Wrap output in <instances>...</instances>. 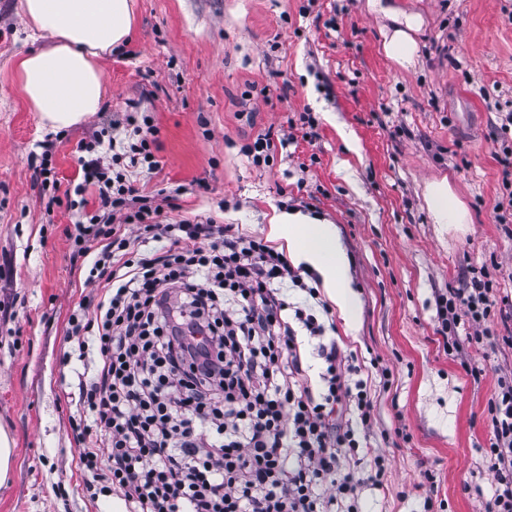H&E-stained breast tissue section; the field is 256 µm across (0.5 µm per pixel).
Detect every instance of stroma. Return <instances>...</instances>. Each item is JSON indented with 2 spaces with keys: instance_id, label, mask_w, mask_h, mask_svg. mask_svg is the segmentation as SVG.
<instances>
[{
  "instance_id": "obj_1",
  "label": "stroma",
  "mask_w": 512,
  "mask_h": 512,
  "mask_svg": "<svg viewBox=\"0 0 512 512\" xmlns=\"http://www.w3.org/2000/svg\"><path fill=\"white\" fill-rule=\"evenodd\" d=\"M424 18L414 71L382 54L381 17L365 0H134L130 44L100 60L105 98L79 125L52 132L26 102L16 62L33 40L21 0H0V427L12 466L0 512H120L90 500L69 418L84 365L70 354L68 317L86 293L70 261L67 206L48 207L31 157L51 142L62 184L79 180V143L136 110L157 128L160 163L139 194L180 215L269 237L272 217L299 211L333 224L360 300L356 329L306 340L357 357L376 401L368 442L388 458L381 486L362 485L363 512H484L495 491L486 451L487 401L512 377V348L443 349L436 300L464 271L512 297V235L495 219L512 131V0H398ZM308 116L312 137L258 168L242 148L289 134ZM448 177L470 220L443 230L423 197ZM482 368L481 376L465 371ZM393 372L384 386L379 366ZM64 491H57V484Z\"/></svg>"
}]
</instances>
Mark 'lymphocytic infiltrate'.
Masks as SVG:
<instances>
[{
	"mask_svg": "<svg viewBox=\"0 0 512 512\" xmlns=\"http://www.w3.org/2000/svg\"><path fill=\"white\" fill-rule=\"evenodd\" d=\"M112 125L126 131L119 152L86 144L72 187L71 258L86 266L89 292L67 336L79 356L95 357L71 416L85 493L117 496L127 512H330L338 503L360 512L359 488L380 485L385 458L374 456L362 481L342 467L359 461L371 392L346 378L333 344L319 347L325 368L313 391L298 340L324 336L327 302L263 237L211 219L164 221L132 180L159 166L150 116L128 112ZM291 287L313 306L290 308ZM492 291L474 276L440 296L445 352L461 351L464 318L475 329L467 343L496 347L489 323L512 320V301L497 308ZM488 412L496 488L486 512H512V381L498 379Z\"/></svg>",
	"mask_w": 512,
	"mask_h": 512,
	"instance_id": "1",
	"label": "lymphocytic infiltrate"
}]
</instances>
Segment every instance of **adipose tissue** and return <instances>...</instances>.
I'll use <instances>...</instances> for the list:
<instances>
[{"instance_id": "obj_1", "label": "adipose tissue", "mask_w": 512, "mask_h": 512, "mask_svg": "<svg viewBox=\"0 0 512 512\" xmlns=\"http://www.w3.org/2000/svg\"><path fill=\"white\" fill-rule=\"evenodd\" d=\"M369 12L389 18L382 29L381 49L398 69L414 70L419 46L415 38L424 20L418 13L394 9L382 0H367ZM32 37L51 35V45L17 63L20 88L45 127L59 130L77 125L99 111L104 83L100 57L126 43L135 24L131 0H23ZM424 199L434 223L456 226L469 219L465 204L448 178L430 181ZM275 237L285 239L295 265L316 272L348 327L358 322L359 299L347 274L348 262L333 224L299 212L277 215Z\"/></svg>"}]
</instances>
